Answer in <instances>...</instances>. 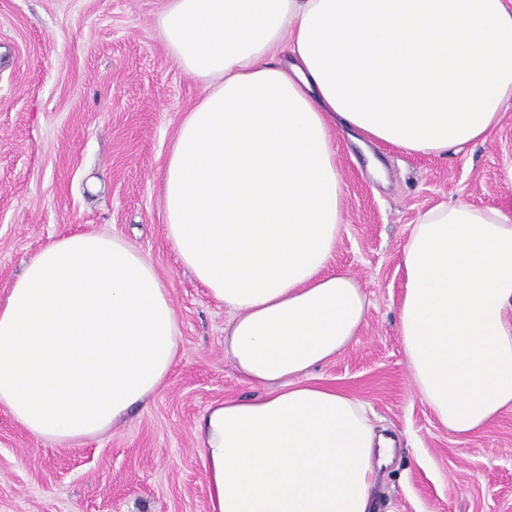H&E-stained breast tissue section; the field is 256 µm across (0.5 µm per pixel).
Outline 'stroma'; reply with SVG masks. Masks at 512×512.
Masks as SVG:
<instances>
[{"instance_id":"1","label":"stroma","mask_w":512,"mask_h":512,"mask_svg":"<svg viewBox=\"0 0 512 512\" xmlns=\"http://www.w3.org/2000/svg\"><path fill=\"white\" fill-rule=\"evenodd\" d=\"M165 0H0V302L42 248L87 231L128 240L169 288L180 339L147 402L104 434L56 443L0 406V512H210L196 425L259 396L224 355L232 314L167 238L159 173L204 86L167 52ZM343 231L329 263L369 310L311 373L364 403L395 441L375 512H512V412L459 437L411 379L398 331L403 249L421 212L456 199L512 211V108L460 152L412 154L335 133Z\"/></svg>"}]
</instances>
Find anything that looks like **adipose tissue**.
<instances>
[{
	"label": "adipose tissue",
	"mask_w": 512,
	"mask_h": 512,
	"mask_svg": "<svg viewBox=\"0 0 512 512\" xmlns=\"http://www.w3.org/2000/svg\"><path fill=\"white\" fill-rule=\"evenodd\" d=\"M168 53L205 93L161 172L167 236L233 314L224 354L262 395L196 427L211 512H373L394 446L359 401L310 383L367 296L332 273L343 231L333 130L415 154L486 139L512 102V0H166ZM398 328L449 430L512 410V212L427 209L403 253ZM169 289L102 233L38 253L0 304V405L34 437L100 434L165 381Z\"/></svg>",
	"instance_id": "ef3b65f1"
}]
</instances>
